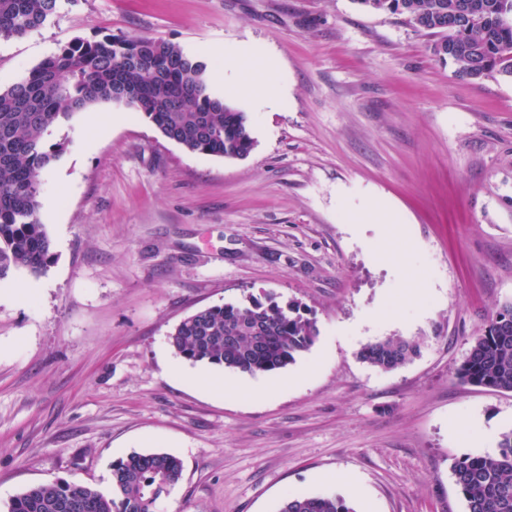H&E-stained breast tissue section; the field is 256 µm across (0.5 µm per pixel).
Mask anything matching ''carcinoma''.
Wrapping results in <instances>:
<instances>
[{
    "mask_svg": "<svg viewBox=\"0 0 512 512\" xmlns=\"http://www.w3.org/2000/svg\"><path fill=\"white\" fill-rule=\"evenodd\" d=\"M376 11L405 14L440 39L434 51L458 65L460 75L512 77V0H355ZM58 0H0V38L21 37L56 12ZM102 103L142 112L167 139L186 150L242 159L255 146L248 113L214 88L208 66L181 46L141 36L76 39L0 88V280L25 270L38 275L52 258L41 223L42 171L67 150L45 134L63 120ZM315 321L297 302L247 296L202 308L169 333L170 346L193 364L250 375L282 370L314 343ZM420 353V343L387 337L364 345L360 359L383 371ZM468 383L512 392V303L502 306L458 369ZM468 512H512V431L493 455L464 456L452 466ZM182 461L164 452H133L112 462L108 492L64 479L27 488L8 512H155L182 477ZM279 512H353L341 497L293 494Z\"/></svg>",
    "mask_w": 512,
    "mask_h": 512,
    "instance_id": "obj_1",
    "label": "carcinoma"
}]
</instances>
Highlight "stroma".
<instances>
[{"mask_svg":"<svg viewBox=\"0 0 512 512\" xmlns=\"http://www.w3.org/2000/svg\"><path fill=\"white\" fill-rule=\"evenodd\" d=\"M143 36L221 62L274 58L277 107L240 160L192 153L135 109L54 127L41 175L53 256L0 281V512L59 478L108 489L114 460L184 466L156 512H278L294 492L353 512H467L451 466L497 451L512 392L457 370L512 303V79L460 76L435 36L356 0H59L0 39V86L77 38ZM294 300L318 336L286 369L176 370L168 334L199 309ZM400 336L391 370L359 358ZM347 472L362 495L326 474ZM419 353V342L391 336L364 345L359 357L370 366L390 371L404 365Z\"/></svg>","mask_w":512,"mask_h":512,"instance_id":"1","label":"stroma"}]
</instances>
